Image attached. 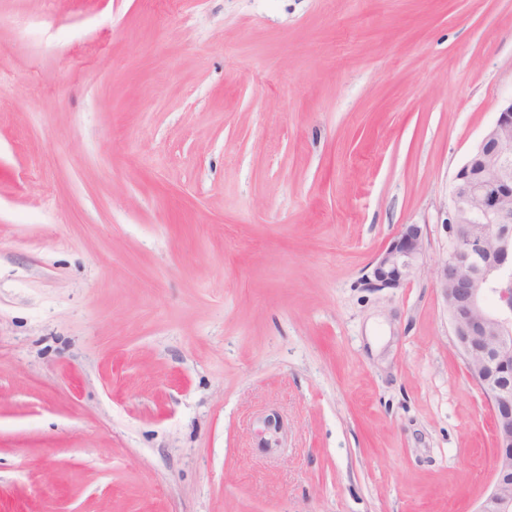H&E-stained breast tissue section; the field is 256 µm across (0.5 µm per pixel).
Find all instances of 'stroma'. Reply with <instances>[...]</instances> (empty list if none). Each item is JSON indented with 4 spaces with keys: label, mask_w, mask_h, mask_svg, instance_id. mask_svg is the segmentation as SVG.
<instances>
[{
    "label": "stroma",
    "mask_w": 512,
    "mask_h": 512,
    "mask_svg": "<svg viewBox=\"0 0 512 512\" xmlns=\"http://www.w3.org/2000/svg\"><path fill=\"white\" fill-rule=\"evenodd\" d=\"M509 98L512 0H0V512H474L433 270ZM426 228L421 224H405L372 262L373 288H402L419 270L425 254Z\"/></svg>",
    "instance_id": "obj_1"
}]
</instances>
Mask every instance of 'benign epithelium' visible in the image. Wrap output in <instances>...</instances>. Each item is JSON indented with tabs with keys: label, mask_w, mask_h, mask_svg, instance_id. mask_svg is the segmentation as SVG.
Instances as JSON below:
<instances>
[{
	"label": "benign epithelium",
	"mask_w": 512,
	"mask_h": 512,
	"mask_svg": "<svg viewBox=\"0 0 512 512\" xmlns=\"http://www.w3.org/2000/svg\"><path fill=\"white\" fill-rule=\"evenodd\" d=\"M437 267L456 346L490 403L493 479L476 512H512V100L454 173ZM426 228L404 224L372 262L370 285L398 289L419 270Z\"/></svg>",
	"instance_id": "7a95c632"
}]
</instances>
